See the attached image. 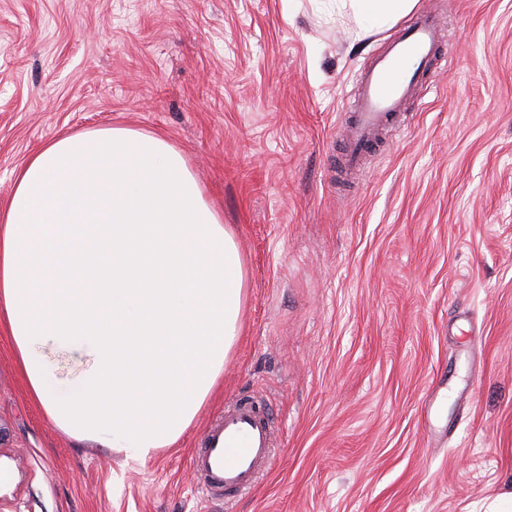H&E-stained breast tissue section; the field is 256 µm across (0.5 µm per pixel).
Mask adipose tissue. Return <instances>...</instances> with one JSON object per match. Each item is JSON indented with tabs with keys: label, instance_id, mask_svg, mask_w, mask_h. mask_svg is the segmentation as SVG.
Listing matches in <instances>:
<instances>
[{
	"label": "adipose tissue",
	"instance_id": "ef3b65f1",
	"mask_svg": "<svg viewBox=\"0 0 512 512\" xmlns=\"http://www.w3.org/2000/svg\"><path fill=\"white\" fill-rule=\"evenodd\" d=\"M417 0H336L360 32ZM243 259L183 153L104 127L47 142L0 211V324L32 396L64 434L137 460L195 422L237 339ZM52 341L87 348L58 378Z\"/></svg>",
	"mask_w": 512,
	"mask_h": 512
}]
</instances>
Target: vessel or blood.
Returning <instances> with one entry per match:
<instances>
[{"instance_id": "vessel-or-blood-1", "label": "vessel or blood", "mask_w": 512, "mask_h": 512, "mask_svg": "<svg viewBox=\"0 0 512 512\" xmlns=\"http://www.w3.org/2000/svg\"><path fill=\"white\" fill-rule=\"evenodd\" d=\"M443 26L422 13L395 38L384 42L363 67L353 90L350 134L340 175H357L378 132L394 123L420 89L434 84L442 67ZM273 418L251 397L238 398L222 419L206 430L190 464L199 489L209 497L231 499L252 489L274 464Z\"/></svg>"}]
</instances>
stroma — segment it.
I'll use <instances>...</instances> for the list:
<instances>
[{
	"mask_svg": "<svg viewBox=\"0 0 512 512\" xmlns=\"http://www.w3.org/2000/svg\"><path fill=\"white\" fill-rule=\"evenodd\" d=\"M433 89L354 183L336 157L358 36L335 0H0V205L47 141L180 149L244 258L237 340L180 441L140 462L64 435L0 328V512H484L512 491V0H417ZM276 467L232 502L189 461L238 396Z\"/></svg>",
	"mask_w": 512,
	"mask_h": 512,
	"instance_id": "1",
	"label": "stroma"
}]
</instances>
